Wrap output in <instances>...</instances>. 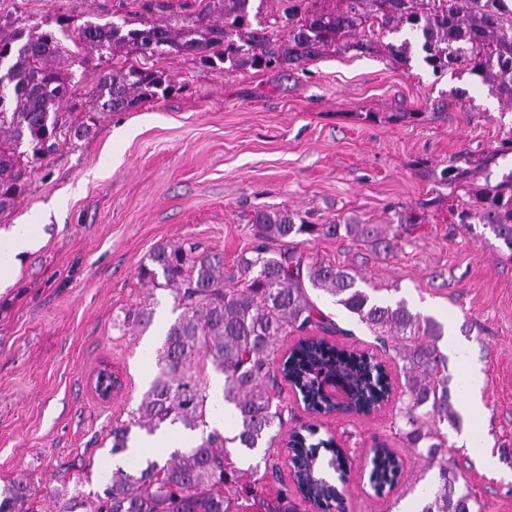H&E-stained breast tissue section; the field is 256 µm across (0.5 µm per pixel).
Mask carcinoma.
<instances>
[{
    "instance_id": "cac0c4a2",
    "label": "carcinoma",
    "mask_w": 512,
    "mask_h": 512,
    "mask_svg": "<svg viewBox=\"0 0 512 512\" xmlns=\"http://www.w3.org/2000/svg\"><path fill=\"white\" fill-rule=\"evenodd\" d=\"M252 0H224L220 19L212 18L211 2L200 0L184 24L143 19L99 23L87 20L59 31L35 24L5 34L0 31V211L24 194L33 164L44 162L61 143L82 140L102 115L180 91L170 75L148 61L174 53L199 57L211 68L258 71L304 63L323 54L341 39L370 24L389 33L407 28L423 38L424 62L435 72L457 67L512 101V0H339L336 9L301 11L295 0L284 11L282 42L261 27ZM72 41L66 51L62 39ZM129 46L142 59L105 72L91 92L88 111H69V66L83 52H111ZM441 180L462 188L468 207L458 213L461 224H483L512 250V173L495 186L469 181L468 171L449 164ZM251 232L256 244L230 266L224 257L190 238L161 244L141 264V281L170 290L181 310L170 324L156 355L158 372L130 418L112 424V453L129 450L132 428L153 435L177 423L200 431L196 445L172 454L164 463L149 460L133 472L112 471L96 512H345L344 488L349 460L335 439L316 438L310 425L294 432L290 465L292 484L284 482L275 441L288 426V403L281 383L301 396L317 414L339 409L369 413L392 391L385 364L369 352L332 343L336 323L311 299L316 289L364 324L392 352L400 368L399 405L394 420L399 435L421 456L438 462V481L420 512H476V498L461 487L455 462L448 458L445 423L456 424L448 390L447 358L439 349L443 326L431 317L412 313L405 302L387 301L378 289L363 288L359 274L307 255L299 237L349 238L376 252H391L400 234L372 224L338 219L316 224L307 213L265 209L255 213ZM147 305L123 311L126 329L147 324ZM301 334L296 346L275 364L278 344ZM324 366L336 370L348 388V400L331 401L314 373ZM223 379L221 399L235 416L234 431L210 426L208 371ZM265 449L263 474L241 482L242 470L232 453ZM331 453L336 481L322 475L319 449ZM403 463L391 449L373 450L370 479L376 492L393 487ZM277 485L267 495L261 482ZM234 486L237 493L224 495ZM28 488L17 482L4 489L0 512H11V501H23Z\"/></svg>"
}]
</instances>
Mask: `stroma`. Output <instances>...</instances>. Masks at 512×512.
<instances>
[{"instance_id": "1", "label": "stroma", "mask_w": 512, "mask_h": 512, "mask_svg": "<svg viewBox=\"0 0 512 512\" xmlns=\"http://www.w3.org/2000/svg\"><path fill=\"white\" fill-rule=\"evenodd\" d=\"M125 13L122 0H0V27ZM356 37L374 50L340 44L279 73L165 56L158 66L179 93L100 118L88 138L61 144L48 166H35L17 205L0 212V246L30 215L42 222L40 244L0 289V486L23 480L31 512H56L61 497L105 487L112 425L149 389L178 315L169 291L138 277L148 254L191 237L232 265L252 245L253 212L272 207L382 228L419 214L391 255L348 238L312 239L303 249L443 324L439 348L461 418L447 430L448 454L482 512H512V250L490 227L458 224L467 198L439 181L454 156L482 186L512 172V153H498L512 139V102L468 74L437 76L425 63L392 57L386 46L401 35L365 28ZM134 61L123 51L87 56L73 68L74 102L86 107L103 72ZM310 296L345 330L346 344L382 354L356 318L319 291ZM142 303L154 310L150 324L115 328L122 310ZM452 341L466 359L448 353ZM104 363L123 382L106 402L90 385ZM473 367L484 379L475 415L462 410ZM393 411L389 404L323 421L349 450L346 512H419L435 486L437 466L399 437ZM377 441L405 461L398 486L383 495L369 483Z\"/></svg>"}]
</instances>
